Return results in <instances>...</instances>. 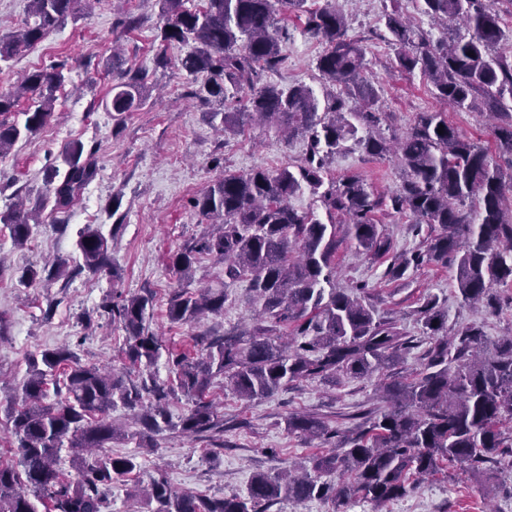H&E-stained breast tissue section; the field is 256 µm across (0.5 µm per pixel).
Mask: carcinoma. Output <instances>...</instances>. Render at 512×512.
Masks as SVG:
<instances>
[{
	"mask_svg": "<svg viewBox=\"0 0 512 512\" xmlns=\"http://www.w3.org/2000/svg\"><path fill=\"white\" fill-rule=\"evenodd\" d=\"M92 0H30V14L15 34L0 37V62H7L40 43L78 13L88 14ZM163 43L192 44L181 60L188 75H208L195 91L217 99L222 112L210 113L224 134H238L256 122L274 124L288 136L310 141L302 165L276 170L224 173L193 201L217 232L173 254L170 265L183 280L191 278L196 255L224 264V279L245 282L257 304L255 321L222 336L200 339L197 357L166 346L149 330L153 316L150 294L124 297L115 293L101 308L126 332L125 356L138 368L129 372L80 362L67 347L46 348L29 362L19 399L6 410L15 436L17 464H0V512H104L101 489L128 479L139 467L134 455L89 459L84 453L112 447L124 436L109 418L120 403L141 425L143 440L179 429L191 436L224 431V416L209 399L211 380L224 378V388L248 401L268 397L298 380L336 384L343 378H383L380 392L390 402L385 410L369 409L363 422L343 437L336 451L315 456L300 474L286 469L277 475L257 472L244 495L213 497L174 492L161 476L146 496L148 512H266L280 500L324 499L333 512H344L362 497L381 506L404 498L416 478L445 475L458 468L493 478L504 457H512V335L489 344L477 324L460 326L448 339V306L429 295L416 310L428 347L424 368L396 377L392 368L412 348V340L396 318L383 317L367 302L369 287H336V250L341 242L340 213L347 217L345 237L358 253L387 257L393 241L374 211L384 199L357 176L336 180L328 175L329 159L348 141L371 156H394L403 172L390 196L394 211L408 213L415 227L430 232L425 249L393 257L387 275L398 280L410 266H455L456 292L465 305L480 304L489 312L503 298L512 300V202L506 203L505 174L486 149L461 137L442 112L423 113L412 130L387 144L371 111L377 98L364 74L365 51L347 35L336 0H205L195 11L184 0H159ZM419 10L434 21L454 19L473 30L467 40L433 41L414 27L399 6L384 12L385 40L394 51L393 68L425 76L435 95L460 110L496 117L500 147L512 154V0L484 8L480 0H418ZM303 19V32L324 45L316 68L322 96L298 83L284 90L263 76L282 61L277 6ZM474 56H468V53ZM112 56L119 82L112 87L114 119L143 104L144 76L122 69ZM66 76L61 66L28 73L15 89L0 90V155L28 138L54 116L56 92ZM250 90L240 103V90ZM30 100L23 122L9 120L20 98ZM443 133H438V129ZM80 143L70 146L67 169H50L45 199L61 210L97 175L92 158H83ZM308 188L331 219L300 213L291 197ZM470 205L471 212L461 210ZM14 244L31 238L40 223L39 209L12 203L0 212ZM76 247L83 266L95 274L116 276L111 245L99 228L85 225ZM229 299L227 290L174 291L167 316L188 324L206 313L218 314ZM290 329L295 341L277 334ZM166 351L175 374L160 382L149 371ZM56 388L49 402L48 385ZM184 396L193 406L175 424L170 400ZM288 433L305 438L329 435L327 422L314 414L288 415ZM67 451L77 479L64 476L61 452Z\"/></svg>",
	"mask_w": 512,
	"mask_h": 512,
	"instance_id": "1",
	"label": "carcinoma"
}]
</instances>
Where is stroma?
<instances>
[{"mask_svg": "<svg viewBox=\"0 0 512 512\" xmlns=\"http://www.w3.org/2000/svg\"><path fill=\"white\" fill-rule=\"evenodd\" d=\"M389 6V0H338L349 37L360 40L365 49L366 73L378 89L374 109L382 115V134L391 140L403 137L420 113L442 112L462 137L486 148L492 162L507 165L512 156L498 148L492 120L440 101L421 73L393 70L394 52L383 37L382 15ZM131 15L140 23L130 31L124 21ZM277 19L288 29L282 43L286 61L271 74V82L283 87L302 82L320 89L316 63L321 45L303 34L295 15L281 9ZM162 25L156 0H95L89 16L68 20L33 48L0 63V88L5 90L36 68L60 64L67 76L64 88L56 93L55 116L47 128L20 139L0 156V211L20 198L42 208L41 223L28 246H14L8 228L0 224L1 404L15 399L29 358L46 347H69L89 365L123 367L126 333L101 308L111 292L153 293L149 326L167 346L181 350L191 348L194 337L220 335L254 317L256 304L246 284L225 285L222 264L200 258L185 283L170 268L169 258L208 231L207 219L192 201L224 172L302 164L309 142L300 136L284 139L274 125L255 124L234 136L217 133L209 114L219 110V103L195 97L205 78L188 76L181 69L180 60L189 47L161 44ZM116 48L122 51L125 67L145 72V102L120 124L106 108L114 82L107 63ZM76 142L92 154L98 167L85 188L84 216L75 207L61 213L41 201L46 170L62 167L63 152ZM328 167L337 178H363L375 195L384 198L403 177L396 159L372 158L357 150L337 154ZM374 219L384 225L396 252L420 249L423 237L412 229L408 215L384 206ZM88 223L112 235L116 277L81 269L77 233ZM53 259L66 262L63 276L36 288L17 287L22 269H40ZM335 263L337 287L368 284L378 312L399 319L408 335L420 336L413 312L430 294L445 298L449 327L481 324L492 343L512 333V302H502L495 314L462 304L453 267L425 264L411 270L406 280L393 283L384 276L386 261L357 253L346 240L336 251ZM184 286H224L229 301L221 314L191 324L170 323L167 300ZM376 385L373 378L348 379L333 388L300 380L273 396L247 402L225 390L223 378H215L211 391L224 415L223 432L187 438L167 431L155 436L151 448L137 447L128 438L114 441L113 452L135 455L140 468L134 482L106 489L104 512H147L134 490L160 476L178 493H245L254 473L274 474L289 463H305L333 451L337 436L359 425L361 412L379 406ZM296 411L324 417L334 438L288 435L285 420ZM484 483V478L452 469L444 479H419L407 497L384 507L357 498L346 512H512V467L498 468L493 493H486Z\"/></svg>", "mask_w": 512, "mask_h": 512, "instance_id": "35a3bbf8", "label": "stroma"}]
</instances>
